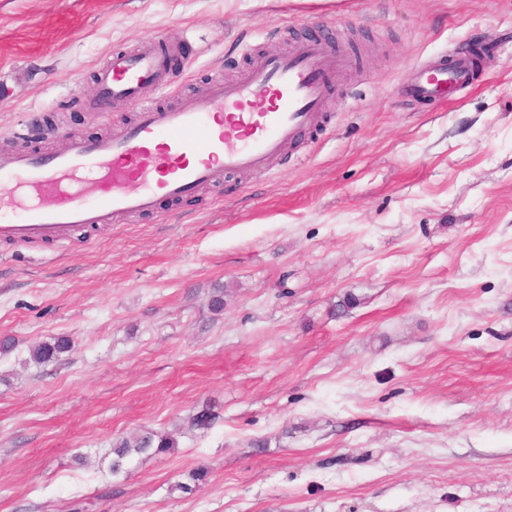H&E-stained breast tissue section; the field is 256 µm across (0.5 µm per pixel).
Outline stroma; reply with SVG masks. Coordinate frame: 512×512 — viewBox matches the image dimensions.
Here are the masks:
<instances>
[{"instance_id": "35a3bbf8", "label": "stroma", "mask_w": 512, "mask_h": 512, "mask_svg": "<svg viewBox=\"0 0 512 512\" xmlns=\"http://www.w3.org/2000/svg\"><path fill=\"white\" fill-rule=\"evenodd\" d=\"M324 29L358 74L274 176L0 246V512H512V0H0V150L128 126L67 98L143 40L187 97ZM460 46L453 100L408 95ZM143 432L177 446L112 477ZM72 349V339L68 336H56L50 341L35 345L30 350L29 361L35 365H44L57 360Z\"/></svg>"}]
</instances>
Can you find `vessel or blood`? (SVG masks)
<instances>
[{
	"mask_svg": "<svg viewBox=\"0 0 512 512\" xmlns=\"http://www.w3.org/2000/svg\"><path fill=\"white\" fill-rule=\"evenodd\" d=\"M178 48L143 42L116 52L97 72L95 111L115 102L137 110L127 128L88 140L69 135L57 150L0 152V175L17 176L11 188L23 217L0 224V242L20 247L52 244L87 229L148 214L160 199L177 200L234 172L270 173L283 148L316 130L329 94L357 66L354 55L328 37L298 40L285 52L265 54L234 79H217L178 106L148 104L146 90L175 93L172 60ZM465 55L416 64L408 93L442 99L466 83ZM91 186L86 202L78 185Z\"/></svg>",
	"mask_w": 512,
	"mask_h": 512,
	"instance_id": "b4317fda",
	"label": "vessel or blood"
}]
</instances>
